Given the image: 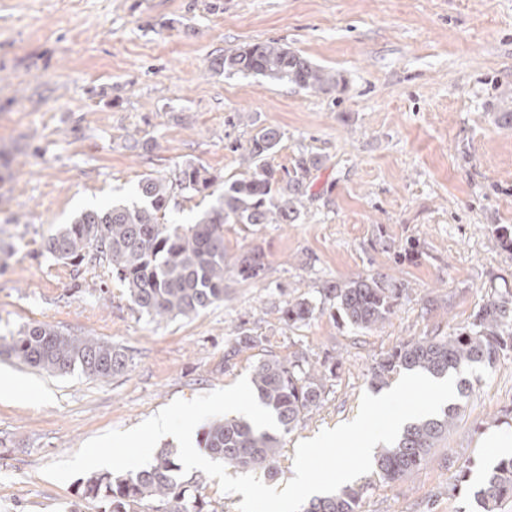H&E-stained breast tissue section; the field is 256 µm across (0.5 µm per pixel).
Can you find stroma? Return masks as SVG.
Wrapping results in <instances>:
<instances>
[{
    "mask_svg": "<svg viewBox=\"0 0 512 512\" xmlns=\"http://www.w3.org/2000/svg\"><path fill=\"white\" fill-rule=\"evenodd\" d=\"M265 40L343 86L209 71L212 56ZM509 88L512 0H0V337L39 322L127 356L106 381L0 356L18 384L0 397V512H101L82 477L59 483L42 468L232 385L268 354L335 370L320 405L280 436L273 484H285L298 442L356 416L381 356L452 333L491 289H512L498 233L512 229V125L496 101ZM270 125L283 134L273 165L302 153L322 165L295 223L225 225L224 302L155 322L106 263L46 253L81 211L133 200L146 174L194 161L242 177L250 138ZM252 249L265 271L243 281L237 260ZM377 275L401 288L382 325L354 329L318 301L325 282ZM302 298L315 316L288 328L282 310ZM243 330L257 347L238 346ZM477 375L426 465L390 485L361 476L360 512H481L456 476L482 468L491 425L512 432V352Z\"/></svg>",
    "mask_w": 512,
    "mask_h": 512,
    "instance_id": "obj_1",
    "label": "stroma"
}]
</instances>
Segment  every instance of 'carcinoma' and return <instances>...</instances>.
Listing matches in <instances>:
<instances>
[{"label":"carcinoma","instance_id":"1","mask_svg":"<svg viewBox=\"0 0 512 512\" xmlns=\"http://www.w3.org/2000/svg\"><path fill=\"white\" fill-rule=\"evenodd\" d=\"M209 71L243 74L286 81L314 93L336 90L342 76L315 64L305 55L276 41L249 43L209 60ZM283 134L274 126L260 129L246 147L247 176L224 181L201 164L179 167L174 177L144 176L137 198L104 209L81 212L72 223L48 238L46 251L59 261L81 264L105 261L112 276L142 315L153 321L190 318L224 301V225L292 224L308 194L312 171L321 158L301 154L292 170L280 171L271 163ZM191 193L208 200L190 225L168 223L178 206L177 195ZM265 271L258 251L243 255L237 276L256 279ZM321 295L336 302L341 321L355 329L384 323L393 312L401 289L381 277L327 283ZM316 305L308 299L290 302L283 320L299 328L313 317ZM512 350V290L497 289L472 315L471 321L446 336L408 340L383 355L372 367L370 383L382 389L403 372L420 371L435 378L458 376L466 395L468 374L478 366L491 368ZM0 351L20 363L51 374L75 369L93 380L105 381L127 365L124 352L95 338L64 333L46 324H29L0 339ZM326 375L300 357H264L253 366L251 385L262 404L284 432L293 429L323 400ZM460 407H446L437 415L405 426L396 443L375 458L376 474L395 483L423 465L433 448L454 424ZM202 445L224 463L262 473L277 474L279 439L250 422L226 418L204 431ZM181 466L169 449L159 450L153 463L135 473L92 474L83 482L82 495L101 503L103 512H206L205 502L191 491L192 482L180 476ZM362 488L345 485L333 494L312 497L304 512H359ZM483 512H498L512 500V456L500 459L474 492Z\"/></svg>","mask_w":512,"mask_h":512}]
</instances>
